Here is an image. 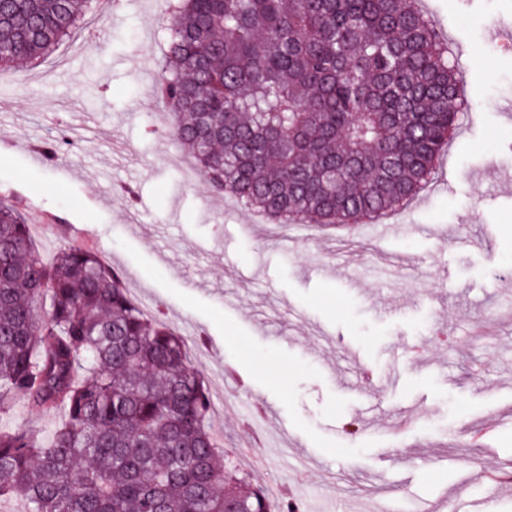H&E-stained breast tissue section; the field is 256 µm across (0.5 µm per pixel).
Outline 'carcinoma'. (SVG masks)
Segmentation results:
<instances>
[{
    "instance_id": "obj_1",
    "label": "carcinoma",
    "mask_w": 512,
    "mask_h": 512,
    "mask_svg": "<svg viewBox=\"0 0 512 512\" xmlns=\"http://www.w3.org/2000/svg\"><path fill=\"white\" fill-rule=\"evenodd\" d=\"M91 0H0V70L36 62ZM415 0H170L154 94L214 191L277 224H361L448 148L459 80ZM68 141L44 144L54 165ZM0 503L26 512H299L219 455L182 336L73 241L46 261L0 198ZM8 421L12 424H27L36 431H48L53 426L55 418L51 415L30 413L18 408Z\"/></svg>"
}]
</instances>
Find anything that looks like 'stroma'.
I'll use <instances>...</instances> for the list:
<instances>
[{"instance_id":"1","label":"stroma","mask_w":512,"mask_h":512,"mask_svg":"<svg viewBox=\"0 0 512 512\" xmlns=\"http://www.w3.org/2000/svg\"><path fill=\"white\" fill-rule=\"evenodd\" d=\"M119 2L59 44L52 74L0 71V197L43 259L81 238L163 313L258 487L304 512L388 493L404 512H479L477 478L425 462L512 470V0H416L469 60L468 108L424 190L355 239L182 179L152 92L165 0ZM48 138L71 142L65 162L44 161Z\"/></svg>"}]
</instances>
